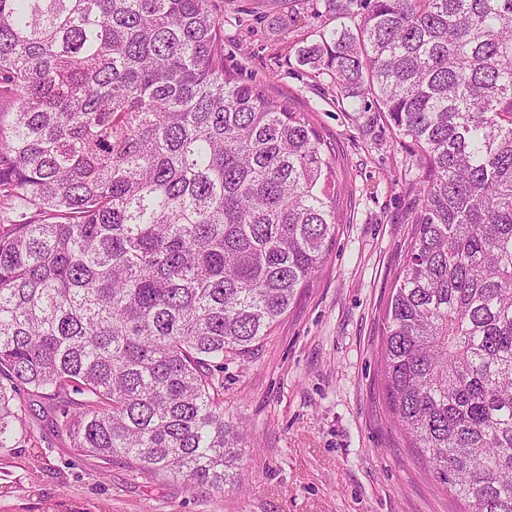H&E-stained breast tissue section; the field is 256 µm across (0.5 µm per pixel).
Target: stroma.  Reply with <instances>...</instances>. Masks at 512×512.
I'll return each instance as SVG.
<instances>
[{"label": "stroma", "instance_id": "obj_1", "mask_svg": "<svg viewBox=\"0 0 512 512\" xmlns=\"http://www.w3.org/2000/svg\"><path fill=\"white\" fill-rule=\"evenodd\" d=\"M224 64L270 97L311 112L336 153L341 222L310 288L245 355H227L224 419L243 428L222 491L74 448L56 427L67 391L17 397L20 448H0V512H461L408 448L381 386L384 310L418 208V151L369 96L299 60L322 31L359 15L331 0H218Z\"/></svg>", "mask_w": 512, "mask_h": 512}]
</instances>
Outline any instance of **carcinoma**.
<instances>
[{
	"mask_svg": "<svg viewBox=\"0 0 512 512\" xmlns=\"http://www.w3.org/2000/svg\"><path fill=\"white\" fill-rule=\"evenodd\" d=\"M301 62L420 151L382 331L386 399L467 512H512V0H347ZM214 0H0V448L24 390L86 395L74 447L221 491L240 433L214 371L336 239L308 113L224 66Z\"/></svg>",
	"mask_w": 512,
	"mask_h": 512,
	"instance_id": "obj_1",
	"label": "carcinoma"
}]
</instances>
